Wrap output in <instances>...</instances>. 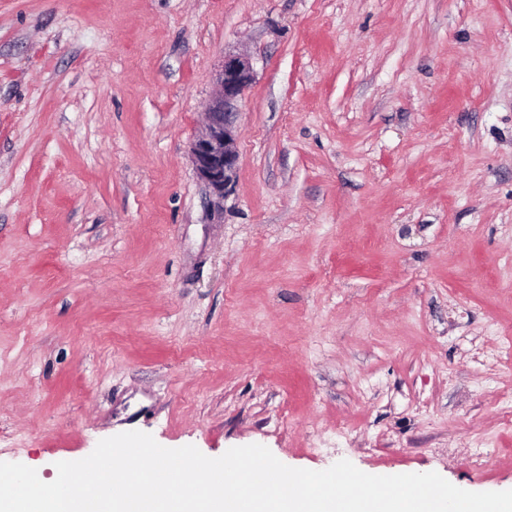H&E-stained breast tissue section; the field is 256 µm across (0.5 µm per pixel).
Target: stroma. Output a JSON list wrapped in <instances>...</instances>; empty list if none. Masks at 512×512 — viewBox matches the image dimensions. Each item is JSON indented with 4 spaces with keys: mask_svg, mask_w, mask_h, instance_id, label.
I'll use <instances>...</instances> for the list:
<instances>
[{
    "mask_svg": "<svg viewBox=\"0 0 512 512\" xmlns=\"http://www.w3.org/2000/svg\"><path fill=\"white\" fill-rule=\"evenodd\" d=\"M510 415L512 0H0V462L138 430L505 491ZM253 79L254 66L250 57L243 54L224 56L216 77L219 92L208 105L203 131L190 145L194 170L218 203L224 201L227 189L234 183L238 160L237 117L244 92Z\"/></svg>",
    "mask_w": 512,
    "mask_h": 512,
    "instance_id": "obj_1",
    "label": "stroma"
}]
</instances>
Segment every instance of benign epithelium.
I'll use <instances>...</instances> for the list:
<instances>
[{
	"label": "benign epithelium",
	"instance_id": "obj_1",
	"mask_svg": "<svg viewBox=\"0 0 512 512\" xmlns=\"http://www.w3.org/2000/svg\"><path fill=\"white\" fill-rule=\"evenodd\" d=\"M253 79L250 57L224 56L216 77L219 92L208 105L203 131L190 145V160L198 178L219 201L224 200L227 189L234 183L238 160L237 117L244 92Z\"/></svg>",
	"mask_w": 512,
	"mask_h": 512
}]
</instances>
